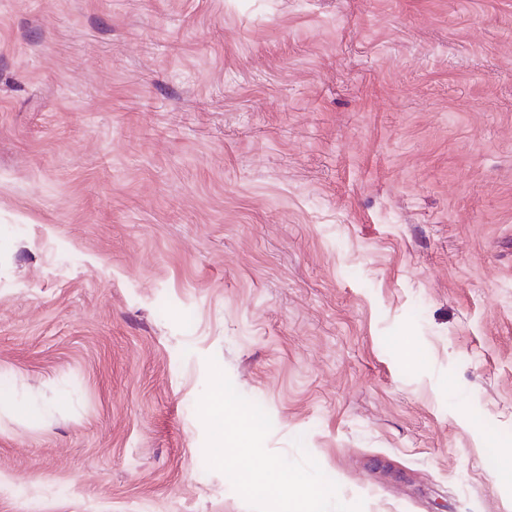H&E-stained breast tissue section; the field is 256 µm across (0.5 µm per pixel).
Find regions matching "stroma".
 Returning <instances> with one entry per match:
<instances>
[{"mask_svg":"<svg viewBox=\"0 0 512 512\" xmlns=\"http://www.w3.org/2000/svg\"><path fill=\"white\" fill-rule=\"evenodd\" d=\"M210 357L342 502L512 512V0H0V512H250Z\"/></svg>","mask_w":512,"mask_h":512,"instance_id":"1","label":"stroma"}]
</instances>
